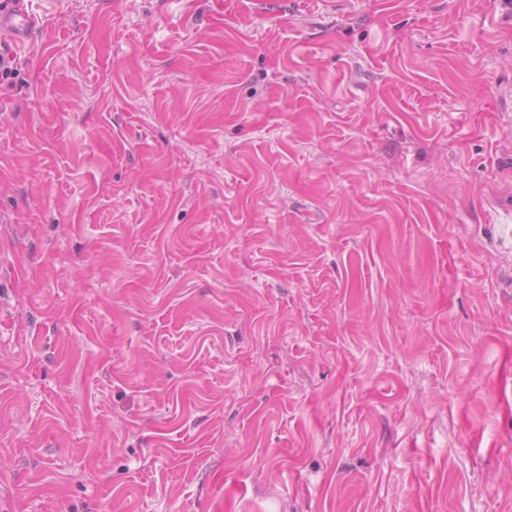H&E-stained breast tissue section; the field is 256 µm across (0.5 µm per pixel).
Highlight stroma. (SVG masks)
<instances>
[{
    "label": "stroma",
    "mask_w": 512,
    "mask_h": 512,
    "mask_svg": "<svg viewBox=\"0 0 512 512\" xmlns=\"http://www.w3.org/2000/svg\"><path fill=\"white\" fill-rule=\"evenodd\" d=\"M31 7L0 512H512V0Z\"/></svg>",
    "instance_id": "obj_1"
}]
</instances>
